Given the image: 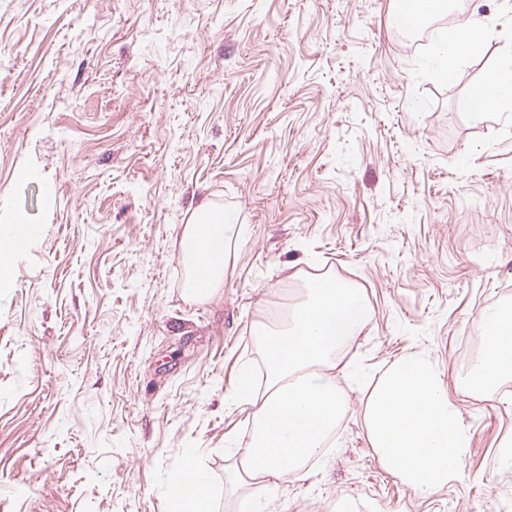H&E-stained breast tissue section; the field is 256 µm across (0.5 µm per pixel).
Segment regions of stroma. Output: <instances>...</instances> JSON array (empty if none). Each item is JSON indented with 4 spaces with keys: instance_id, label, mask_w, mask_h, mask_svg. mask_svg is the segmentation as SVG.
Instances as JSON below:
<instances>
[{
    "instance_id": "35a3bbf8",
    "label": "stroma",
    "mask_w": 512,
    "mask_h": 512,
    "mask_svg": "<svg viewBox=\"0 0 512 512\" xmlns=\"http://www.w3.org/2000/svg\"><path fill=\"white\" fill-rule=\"evenodd\" d=\"M396 0H0V225L43 233L0 284V512H171L194 456L213 512H512V375L458 378L512 306V120L457 107ZM234 211L224 284L183 293L184 224ZM371 308L336 359L337 431L276 488L226 480L250 444L242 372L315 277ZM437 367L470 446L421 497L364 412L384 367Z\"/></svg>"
}]
</instances>
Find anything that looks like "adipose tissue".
Returning <instances> with one entry per match:
<instances>
[{
  "label": "adipose tissue",
  "instance_id": "1",
  "mask_svg": "<svg viewBox=\"0 0 512 512\" xmlns=\"http://www.w3.org/2000/svg\"><path fill=\"white\" fill-rule=\"evenodd\" d=\"M483 32L475 17L456 26L450 51L440 56L445 75H452L456 63L479 46ZM458 106L478 121L490 113L511 114L512 54L488 77L482 99H464ZM239 233L232 213L205 203L191 212L182 235L193 245L184 256L189 268L185 295L203 299L218 290L228 248ZM368 318L358 289L316 282L288 321L277 329H263L268 386L265 396L253 400L255 438L232 479L245 473L275 485L302 478L300 459L319 451L346 409L329 370ZM485 322L482 364L474 375L475 385L484 390L512 374V308L489 310ZM365 420L387 469L421 496L447 484L470 444L456 424L439 372L421 356H407L385 368ZM176 478L194 489L187 494L171 491V512H209L202 494L208 478L194 459L186 460Z\"/></svg>",
  "mask_w": 512,
  "mask_h": 512
}]
</instances>
